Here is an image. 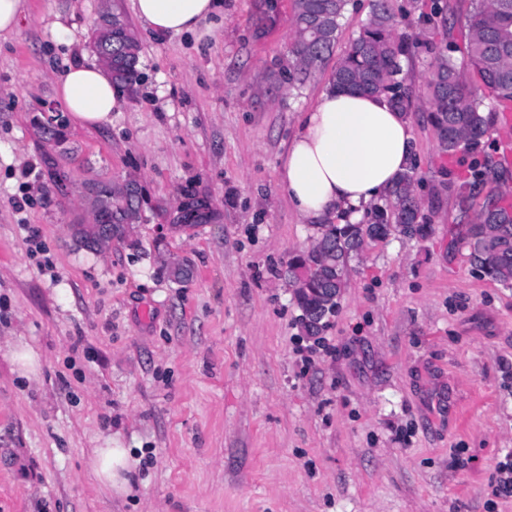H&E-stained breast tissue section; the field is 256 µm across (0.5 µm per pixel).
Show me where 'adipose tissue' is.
<instances>
[{
    "label": "adipose tissue",
    "mask_w": 512,
    "mask_h": 512,
    "mask_svg": "<svg viewBox=\"0 0 512 512\" xmlns=\"http://www.w3.org/2000/svg\"><path fill=\"white\" fill-rule=\"evenodd\" d=\"M220 0H133L136 15L159 34L197 32L216 14ZM57 97L72 122L97 125L121 106L122 93L101 64H71L57 82ZM409 115L386 96L340 92L326 86L302 113L281 161L280 181L306 219L342 216L357 223L366 206L388 192L406 172L411 152ZM128 449H95L90 466L104 486L129 492Z\"/></svg>",
    "instance_id": "obj_1"
}]
</instances>
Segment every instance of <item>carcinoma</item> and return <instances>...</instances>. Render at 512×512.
I'll list each match as a JSON object with an SVG mask.
<instances>
[{
	"label": "carcinoma",
	"instance_id": "cac0c4a2",
	"mask_svg": "<svg viewBox=\"0 0 512 512\" xmlns=\"http://www.w3.org/2000/svg\"><path fill=\"white\" fill-rule=\"evenodd\" d=\"M347 5L348 0H295L291 49L295 64L288 70V84L304 83L312 69L332 53ZM466 23L468 43L462 63L441 58L428 80V104L439 147L450 156L462 148H479L489 124L477 92L463 80V70H472L496 98L512 100V0H478L467 13ZM418 44L414 25L398 19L391 0H375L368 21L339 60L331 82L339 90L385 94L397 110L410 112L414 100L401 77L400 58ZM138 65L135 56L113 58V83L133 89L139 77ZM414 170L415 166H410L387 195L386 203L370 210L369 223L323 224L314 238L315 252L307 257L300 253L288 263V280H293L296 269L303 268L308 287L315 292L328 288L332 293V301L322 308L314 306L310 297H298L301 325L307 335H319L336 312L349 280L347 259L354 257L353 247L367 240L385 239L402 224L416 226L420 239L432 232V224L416 200ZM492 173L489 161H475L466 185L473 190ZM217 218L208 198L188 193L171 223L175 229H184L210 224ZM467 240L471 263L481 267L490 280L512 285V205L483 204L469 226Z\"/></svg>",
	"mask_w": 512,
	"mask_h": 512
}]
</instances>
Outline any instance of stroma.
I'll return each mask as SVG.
<instances>
[{
    "label": "stroma",
    "instance_id": "stroma-1",
    "mask_svg": "<svg viewBox=\"0 0 512 512\" xmlns=\"http://www.w3.org/2000/svg\"><path fill=\"white\" fill-rule=\"evenodd\" d=\"M393 2L423 32L401 64L433 231L368 242L308 336L284 273L314 232L280 160L373 0H350L332 54L298 86L283 79L294 0L267 15L222 0L200 37L152 33L132 0H28L0 37V512H512L496 473L512 454V286L481 276L467 246L483 201L512 203V125L484 97L496 175L459 192L467 161L441 152L425 99L435 61L462 58L472 0L439 14ZM106 12L139 40L141 79L111 121L67 120L47 141L56 81L96 61ZM129 179L142 194L128 239L87 247L85 184ZM189 191L220 220L173 229ZM170 256L189 279H172ZM25 345L30 377L7 358ZM110 440L132 454L130 494L89 468Z\"/></svg>",
    "mask_w": 512,
    "mask_h": 512
}]
</instances>
